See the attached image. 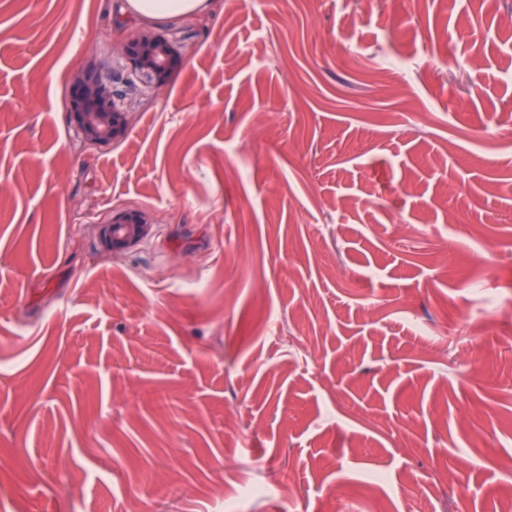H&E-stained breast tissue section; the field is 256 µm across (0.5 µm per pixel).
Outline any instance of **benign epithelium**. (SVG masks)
<instances>
[{
	"mask_svg": "<svg viewBox=\"0 0 512 512\" xmlns=\"http://www.w3.org/2000/svg\"><path fill=\"white\" fill-rule=\"evenodd\" d=\"M135 71L158 83L164 82L179 59L177 41L162 34L143 31L125 49ZM70 117L82 137L91 143L109 144L126 137L125 113L114 104L108 79L96 71H86L74 80ZM151 224L138 212H118L102 225L101 238L112 252L129 249L150 232Z\"/></svg>",
	"mask_w": 512,
	"mask_h": 512,
	"instance_id": "1",
	"label": "benign epithelium"
}]
</instances>
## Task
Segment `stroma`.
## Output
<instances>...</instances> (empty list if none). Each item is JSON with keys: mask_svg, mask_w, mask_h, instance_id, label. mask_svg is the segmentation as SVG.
<instances>
[{"mask_svg": "<svg viewBox=\"0 0 512 512\" xmlns=\"http://www.w3.org/2000/svg\"><path fill=\"white\" fill-rule=\"evenodd\" d=\"M210 2L0 0V512H503L512 0ZM127 12L133 16L159 19L165 16L201 12L209 0H127ZM135 71L163 83L179 59L177 41L162 34L142 31L125 49ZM74 86L70 117L86 141L109 144L126 137L125 112L115 106L108 79L96 71H86L74 80ZM151 224L138 212H118L112 215V221L102 224L101 238L105 247L112 252L129 249L150 232Z\"/></svg>", "mask_w": 512, "mask_h": 512, "instance_id": "1", "label": "stroma"}]
</instances>
